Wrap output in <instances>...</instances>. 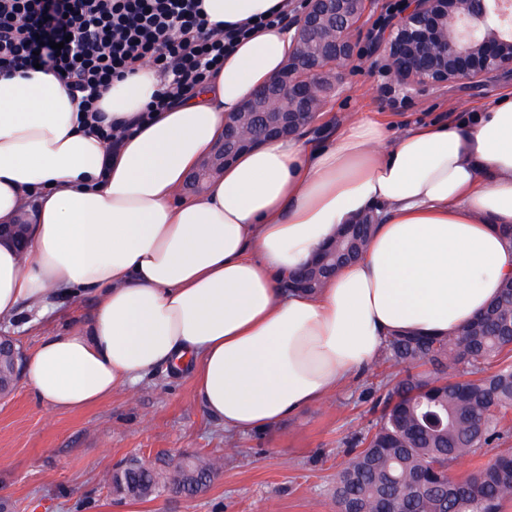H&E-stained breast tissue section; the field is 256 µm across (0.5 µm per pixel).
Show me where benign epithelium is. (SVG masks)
Listing matches in <instances>:
<instances>
[{
    "instance_id": "1",
    "label": "benign epithelium",
    "mask_w": 512,
    "mask_h": 512,
    "mask_svg": "<svg viewBox=\"0 0 512 512\" xmlns=\"http://www.w3.org/2000/svg\"><path fill=\"white\" fill-rule=\"evenodd\" d=\"M369 3L305 0V10L290 20L296 55L229 118L212 166L316 121L343 71L360 58L355 35ZM376 44L382 49L388 89L512 81V0H407L379 32ZM23 236L24 225L0 224V241L19 246Z\"/></svg>"
}]
</instances>
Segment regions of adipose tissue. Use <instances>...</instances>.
<instances>
[{
	"label": "adipose tissue",
	"mask_w": 512,
	"mask_h": 512,
	"mask_svg": "<svg viewBox=\"0 0 512 512\" xmlns=\"http://www.w3.org/2000/svg\"><path fill=\"white\" fill-rule=\"evenodd\" d=\"M226 26L285 0H202ZM296 51L262 27L211 81L145 120L164 80L141 65L103 94L125 134L107 148L62 78L0 74V319L93 295L85 322L41 336L26 380L48 409H84L160 368L188 366L225 431L265 430L321 402L391 335H455L512 276V89L478 112L393 130L364 112L327 142H259L193 193L189 176L239 105ZM365 257L310 295L281 282L369 210Z\"/></svg>",
	"instance_id": "obj_1"
}]
</instances>
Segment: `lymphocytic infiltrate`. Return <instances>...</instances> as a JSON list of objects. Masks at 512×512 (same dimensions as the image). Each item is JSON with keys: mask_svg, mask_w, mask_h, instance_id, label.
I'll list each match as a JSON object with an SVG mask.
<instances>
[{"mask_svg": "<svg viewBox=\"0 0 512 512\" xmlns=\"http://www.w3.org/2000/svg\"><path fill=\"white\" fill-rule=\"evenodd\" d=\"M251 30L213 28L201 0H0V73L64 75L92 120L113 81L151 64L166 77L146 106L159 112L207 82Z\"/></svg>", "mask_w": 512, "mask_h": 512, "instance_id": "lymphocytic-infiltrate-1", "label": "lymphocytic infiltrate"}]
</instances>
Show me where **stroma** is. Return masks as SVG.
Here are the masks:
<instances>
[{"mask_svg": "<svg viewBox=\"0 0 512 512\" xmlns=\"http://www.w3.org/2000/svg\"><path fill=\"white\" fill-rule=\"evenodd\" d=\"M389 0H372L360 25L362 57L346 71L327 105L334 119L305 129L306 138L330 139L357 113L381 112L394 124L484 104L498 82L477 89H384L367 40ZM93 297L58 300L54 316L21 328L0 322L31 353L41 336L88 319ZM385 367L374 361L352 384L331 393L265 433L228 434L196 403L189 372L161 369L135 390L116 392L75 411L47 410L25 383L0 398V498L13 512H336V474L348 456L343 442L369 425ZM223 456L224 468L194 495L165 493L148 501L117 496L101 478L135 458L161 467L181 453Z\"/></svg>", "mask_w": 512, "mask_h": 512, "instance_id": "stroma-1", "label": "stroma"}]
</instances>
